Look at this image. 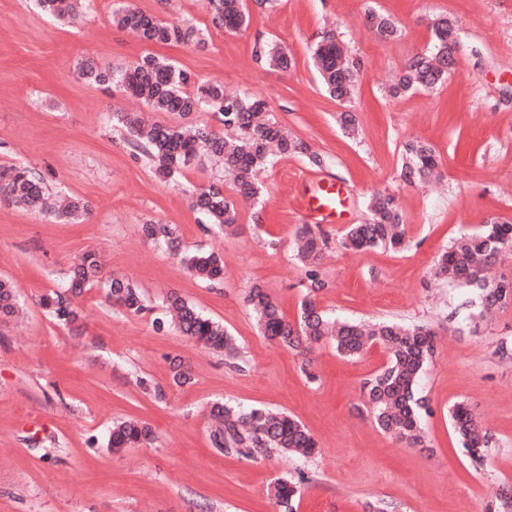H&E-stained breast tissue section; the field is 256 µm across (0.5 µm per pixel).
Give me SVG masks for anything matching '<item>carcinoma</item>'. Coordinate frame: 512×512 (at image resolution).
<instances>
[{"label": "carcinoma", "mask_w": 512, "mask_h": 512, "mask_svg": "<svg viewBox=\"0 0 512 512\" xmlns=\"http://www.w3.org/2000/svg\"><path fill=\"white\" fill-rule=\"evenodd\" d=\"M46 14L59 19L74 16L72 0H36ZM212 24L229 32L248 25L242 0H207ZM118 26L135 31L152 44L188 43L197 40L191 26L166 23L128 4L112 12ZM370 23L379 36L391 39L398 30L392 20L381 14L370 15ZM434 43L431 51L408 59L402 74L388 91L393 98L413 90L433 89L448 79V39L456 38L455 21L446 15L433 19ZM270 65L286 71L292 66L288 52L273 45L268 50ZM313 59L322 81L337 101L351 97L356 82V65L343 54L333 33L327 34L314 48ZM82 76L91 84L114 87L127 96L142 101L157 112H172L187 118L196 112L219 116L227 134H221L205 123L189 129L163 123L146 124L136 112H117L113 119L129 134L131 145L143 152L155 174L164 180H177L184 170L206 157L223 164L224 173L232 177L238 196L244 201L260 198L262 187L257 174L279 156L306 155L316 165L319 154L309 145L285 134L267 110L266 101L255 95L228 93L219 83L200 82L190 92L184 87L191 75L170 60L152 54L121 71L101 68L94 61L82 64ZM401 177L408 184L426 182L438 168L434 148L421 140L408 141L402 149ZM0 195L10 202L34 210L45 196L43 179L26 166L11 165L0 169ZM192 206L205 222L226 231L237 223V209L224 196V190L213 184L192 193ZM368 217L361 224L350 225L342 245L361 251L372 248L398 251L404 246L405 229L402 213L395 197L376 192L367 203ZM58 216L76 221L87 214L82 200L64 197ZM145 237L180 257L185 268L197 278L217 282L224 273L223 259L217 253H185L181 241L163 224L142 225ZM296 259L310 281V288L300 306L296 323L289 322L279 306L260 284L253 285L247 300L256 316L260 332L301 354L307 355L313 345L329 338L336 351L345 358L360 356L367 347L378 344L387 353L386 363L365 379L362 385L364 403L374 425L384 434L409 447H422L426 442L424 416L431 412L426 397L420 395L419 384L426 367L436 353L434 334L425 324H406L393 320L361 322L332 318L317 306L316 294L325 287L318 267L328 247V238L309 224H301L294 235ZM504 251H512V224L492 219L477 231L460 234L435 258L433 275L461 288L479 290V314L512 306V278L488 280L486 273ZM102 284L112 305L129 313L143 310L142 294L122 276L101 277L96 253H84L70 268L69 290L79 295L84 288ZM40 304L59 323L78 327L81 315L71 299L63 294H47ZM176 329L204 348L223 353L234 368L242 367L235 339L224 325L203 314L195 305L173 293L165 301ZM19 308L15 288L0 279V318L14 317ZM173 381L182 387L192 382L191 369L180 359L170 362ZM210 415L218 423L212 442L226 455L257 458L275 450L301 457L316 452L317 443L299 421L286 412L265 408L243 410L226 402H215ZM453 432L477 463L484 461L491 443L489 432L480 424L465 402L449 410ZM151 428L144 422L128 419L112 425L108 447L113 452L148 443ZM300 482L278 479L271 495L281 512H293Z\"/></svg>", "instance_id": "carcinoma-1"}]
</instances>
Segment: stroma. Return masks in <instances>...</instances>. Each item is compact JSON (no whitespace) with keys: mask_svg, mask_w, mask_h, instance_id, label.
I'll list each match as a JSON object with an SVG mask.
<instances>
[{"mask_svg":"<svg viewBox=\"0 0 512 512\" xmlns=\"http://www.w3.org/2000/svg\"><path fill=\"white\" fill-rule=\"evenodd\" d=\"M163 21L191 24L204 41L146 44L112 23L115 0H95L74 25L42 14L34 0H0V166L40 174L50 195L88 202L69 223L0 198V277L14 280L23 313L0 321V512H280L268 495L274 480L305 472L294 512H489L512 488V307L481 318L468 289L435 279L439 252L490 218L512 222V0H244L250 23L239 32L214 27L204 0H129ZM389 15L400 35L381 40L369 11ZM445 14L457 25L455 67L447 82L393 99L386 87L407 60L427 50L429 23ZM334 27L361 70L350 101L323 88L312 47ZM277 43L290 71L260 53ZM175 61L198 81L262 96L284 132L309 143L322 165L288 156L266 169L263 202L237 201L238 228L225 235L201 223L189 188L223 182L215 164L192 165L179 184L157 177L147 159L114 128L112 114L143 111L141 101L87 83L88 59L112 67L145 53ZM352 113L357 132L343 134ZM428 141L440 157L439 182L400 177L402 146ZM328 179L349 195L346 224H326L329 249L319 267L320 309L349 319L425 323L437 353L420 390L429 401L425 449L381 433L362 406L361 385L387 360L381 347L346 359L331 342L312 354L316 381L302 357L262 336L246 302L265 286L288 321H297L309 283L293 256L304 223L307 182ZM395 196L406 224L398 252L347 250V224L362 223L375 191ZM178 230L188 250L224 255L223 281L192 277L142 233L147 222ZM126 276L148 299L129 315L99 289L79 304L83 326L71 333L38 303L64 291L67 270L84 252ZM177 293L224 323L236 337L243 369L200 350L172 326L157 327L163 302ZM189 362L194 380L171 383L169 361ZM152 381L143 391L137 377ZM217 400L267 407L301 421L318 444L308 459L275 453L246 459L210 440L208 408ZM468 402L490 429L485 464L455 439L448 410ZM147 423L153 442L114 455V421Z\"/></svg>","mask_w":512,"mask_h":512,"instance_id":"1","label":"stroma"}]
</instances>
